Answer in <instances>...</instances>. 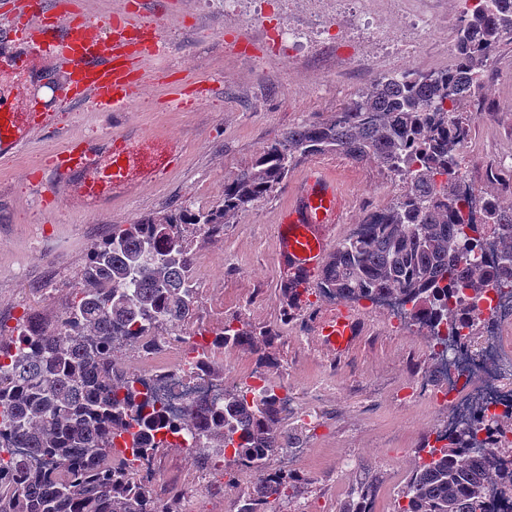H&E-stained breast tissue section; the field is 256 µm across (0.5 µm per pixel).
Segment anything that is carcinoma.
I'll return each mask as SVG.
<instances>
[{
	"mask_svg": "<svg viewBox=\"0 0 512 512\" xmlns=\"http://www.w3.org/2000/svg\"><path fill=\"white\" fill-rule=\"evenodd\" d=\"M512 32V0H471L455 30L458 55L440 73L405 70L383 77L325 119L291 128L262 148L248 166L224 180V197L203 209L192 203L112 226L90 248L81 288L53 324L27 312L9 336L0 335V512H180V496L162 499L141 475L156 451L171 445L178 427L136 373L114 357L133 340L167 326H185L198 307L197 253L184 234L194 226L205 238L288 179L298 160L337 153L372 160L408 176L392 206L359 233L336 242L316 287L359 301L394 294L428 322L470 326L476 316L441 300L446 281L474 297L491 280L512 279V267L460 265L462 246L483 238L473 213L484 203L482 224L512 225V207L489 192L476 197L459 167L458 152L471 121L458 109L480 96L489 52ZM294 277L282 288L288 308L301 302ZM279 336L272 326L230 322L214 345L243 348L266 359ZM275 384L256 391L224 390V404L189 405L181 426L202 439L207 455L261 476L259 487L238 495L239 512H269L288 486L274 459L289 444ZM465 432L432 447L416 467L396 512H495L483 504L486 487L512 491V461L471 462Z\"/></svg>",
	"mask_w": 512,
	"mask_h": 512,
	"instance_id": "cac0c4a2",
	"label": "carcinoma"
}]
</instances>
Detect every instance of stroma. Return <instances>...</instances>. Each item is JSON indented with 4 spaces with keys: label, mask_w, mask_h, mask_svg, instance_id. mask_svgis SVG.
I'll return each instance as SVG.
<instances>
[{
    "label": "stroma",
    "mask_w": 512,
    "mask_h": 512,
    "mask_svg": "<svg viewBox=\"0 0 512 512\" xmlns=\"http://www.w3.org/2000/svg\"><path fill=\"white\" fill-rule=\"evenodd\" d=\"M419 8L441 14L415 53L393 56L384 68L434 70L451 65L441 46L453 38L465 0H419ZM167 45L160 63L167 82L145 84L140 111L131 113L126 129L153 141L174 143L170 169L146 181L112 208L89 214L79 207L49 208L38 196L27 171L46 151L70 134L95 138L107 145L105 123L89 105L61 108L58 132L24 146L16 160L0 167V325L13 328L19 313L38 311L55 321L73 299L89 249L116 224L184 202L198 207L218 203L224 180L247 166L259 151L283 132L319 120L343 107L376 78L357 63L333 68L304 65L303 55L245 52L249 38L260 36L266 19L228 21L218 6L204 0H167ZM500 68L489 75L480 103L464 107L475 133L461 163L474 190L490 189L481 162L485 145L498 144L512 154V44L501 42ZM204 86L209 102L194 111L174 109L175 89L193 97ZM321 165L344 184L332 240L351 234L364 213L390 207L397 190L388 188L386 171L372 162L356 163L342 155L300 159L286 182L248 211L225 225L222 238L210 241L191 232L205 265L197 279L198 310L186 329L220 330L223 320L238 318L261 326H284L287 317L306 315L319 297L311 291L297 309H289L281 289L289 273L276 257V226L290 196L310 165ZM270 380L292 377L293 404L317 413L319 426L304 428L293 418L283 422L300 446L281 467L300 472L285 496L273 503L275 512H341L360 494H367L371 512H393L414 468L430 441L443 409L424 410L397 402V390L412 379L434 377V364L417 341L385 335L366 336L340 363L336 382L317 389L316 378L328 358L315 334L285 335L269 348ZM157 490L184 488L198 496L202 484L198 457L181 448H162L154 457Z\"/></svg>",
    "instance_id": "1"
}]
</instances>
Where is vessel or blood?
Instances as JSON below:
<instances>
[{
  "label": "vessel or blood",
  "mask_w": 512,
  "mask_h": 512,
  "mask_svg": "<svg viewBox=\"0 0 512 512\" xmlns=\"http://www.w3.org/2000/svg\"><path fill=\"white\" fill-rule=\"evenodd\" d=\"M83 15L80 0H16V13L0 26V38L19 42L21 59L29 67L51 58L60 80L70 87L71 103H90L105 108L108 115L127 119L163 33L162 17L132 6L114 11L104 24L93 26ZM14 72V67L0 66L1 164L53 126L51 114L38 103H19ZM113 140V149L103 154L81 136L68 137L62 147L50 152L36 179L55 206L68 202L69 186L74 183L83 189L82 201L89 210H100L169 165L167 147L121 129ZM341 194L337 178L319 166L309 169L295 186L278 226L279 264L296 275L312 274L324 265L331 252L326 226L336 219ZM316 334L322 347L336 357L349 353L357 343L354 319L343 309L319 318Z\"/></svg>",
  "instance_id": "1"
}]
</instances>
